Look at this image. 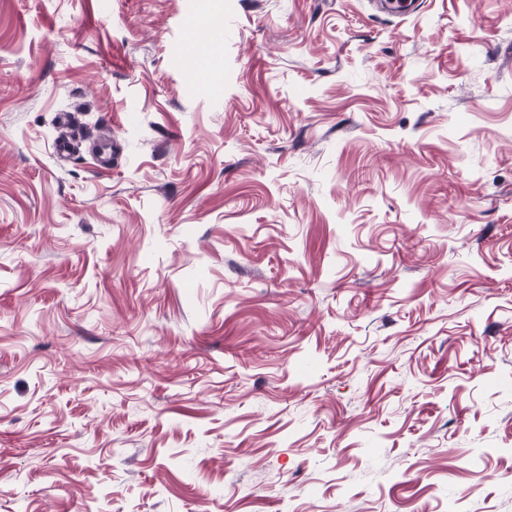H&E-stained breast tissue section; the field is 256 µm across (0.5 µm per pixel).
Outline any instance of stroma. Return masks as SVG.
Instances as JSON below:
<instances>
[{
	"label": "stroma",
	"mask_w": 512,
	"mask_h": 512,
	"mask_svg": "<svg viewBox=\"0 0 512 512\" xmlns=\"http://www.w3.org/2000/svg\"><path fill=\"white\" fill-rule=\"evenodd\" d=\"M0 512H512V0H0ZM212 17L214 16L201 17L193 21L194 27L199 29L196 36H191V23L188 22L187 24L188 40L184 50L193 61L196 76H204L207 73L213 58L220 49L215 37L224 31L223 16L214 17L200 29L202 24ZM200 33H202V37L199 36Z\"/></svg>",
	"instance_id": "35a3bbf8"
}]
</instances>
